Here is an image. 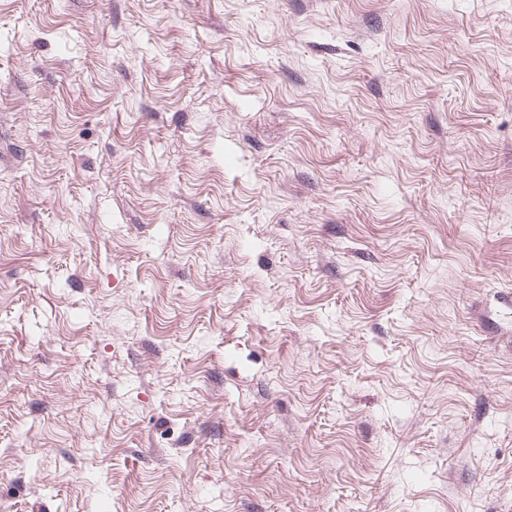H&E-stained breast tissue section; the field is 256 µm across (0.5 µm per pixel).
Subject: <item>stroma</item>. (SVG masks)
Returning a JSON list of instances; mask_svg holds the SVG:
<instances>
[{
    "label": "stroma",
    "mask_w": 512,
    "mask_h": 512,
    "mask_svg": "<svg viewBox=\"0 0 512 512\" xmlns=\"http://www.w3.org/2000/svg\"><path fill=\"white\" fill-rule=\"evenodd\" d=\"M0 512H512V0H0Z\"/></svg>",
    "instance_id": "obj_1"
}]
</instances>
